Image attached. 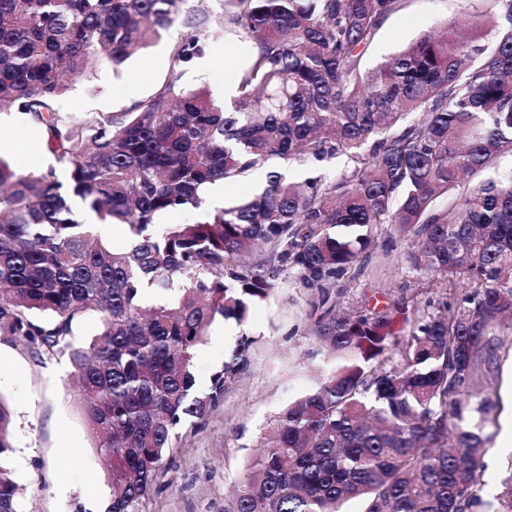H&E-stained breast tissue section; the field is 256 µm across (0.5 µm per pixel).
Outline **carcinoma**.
Instances as JSON below:
<instances>
[{"instance_id": "cac0c4a2", "label": "carcinoma", "mask_w": 512, "mask_h": 512, "mask_svg": "<svg viewBox=\"0 0 512 512\" xmlns=\"http://www.w3.org/2000/svg\"><path fill=\"white\" fill-rule=\"evenodd\" d=\"M484 38L449 23L364 72L361 61L399 0H230L224 29L253 62L226 105L181 83L214 41L190 0H0V106L46 130L69 171L22 174L0 159V337L66 356L100 434L112 496L104 512H142L173 448L252 365L241 337L196 388L195 354L218 318L245 322L280 278L318 292L311 333L338 364L274 419L264 452L224 512H512V475L483 486L487 398L470 406L512 323V0H495ZM197 33L171 54L168 81L132 111L72 123L54 108L74 75L113 66L179 19ZM412 113L422 119L406 123ZM342 154L334 180L264 185L191 224L206 189L273 159ZM128 228L120 250L80 211ZM382 224L410 237L417 270L479 289L452 306L418 294L400 358L390 309L336 312L333 290ZM88 319V345L69 341ZM0 403V512H23Z\"/></svg>"}]
</instances>
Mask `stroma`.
<instances>
[{
  "instance_id": "obj_1",
  "label": "stroma",
  "mask_w": 512,
  "mask_h": 512,
  "mask_svg": "<svg viewBox=\"0 0 512 512\" xmlns=\"http://www.w3.org/2000/svg\"><path fill=\"white\" fill-rule=\"evenodd\" d=\"M471 13L492 21L495 4L493 0H401L366 50L363 69L374 68L423 29ZM190 33L179 22L145 56H132L119 67L100 59L91 74L71 79L55 103L56 110L73 122L93 112L131 111L169 79L172 49ZM221 33L219 43L206 48L182 77L184 84L206 86L219 99L230 79L226 60L240 69L250 52L248 42ZM0 140L15 145V152L4 159L17 172L39 173L52 167L59 179H66L67 171L57 165L44 129L17 110H0ZM386 237V226H379L361 263L338 284L336 302L341 308L381 309L412 298L425 287L433 294L457 298L458 289L446 280L430 281L414 270L404 257L405 240H398L389 251ZM314 299L310 289L285 278L269 301L252 306L245 324L232 319L212 324L207 342L196 353L198 387L207 386L211 373L244 334L256 340L252 366L225 392L205 427L182 439L158 480V491L144 505L146 512H224L232 487L248 462L260 454L263 436L278 410L316 387L336 366L335 356L309 332ZM493 345L492 368L479 387L481 396L493 405L484 448L487 468L481 495L486 499L512 459V440L504 433L512 420V330L499 327ZM0 356L8 361L0 369V401L11 414L12 466L25 512H101L112 487L99 453V437L80 397L67 385L68 359L40 357L22 341L3 337Z\"/></svg>"
}]
</instances>
